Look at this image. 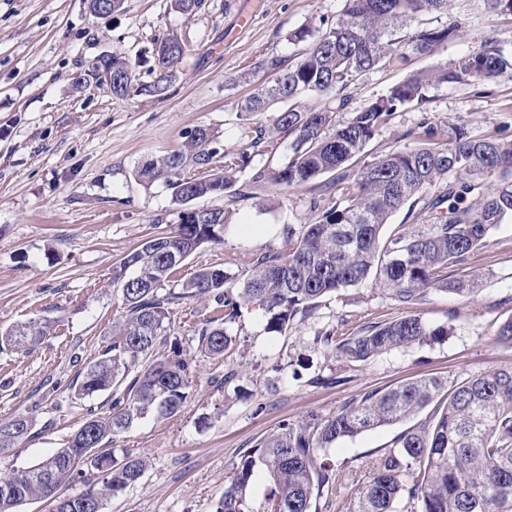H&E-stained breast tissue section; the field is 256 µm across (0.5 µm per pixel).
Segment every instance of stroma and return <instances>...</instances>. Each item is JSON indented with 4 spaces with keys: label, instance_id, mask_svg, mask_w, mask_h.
<instances>
[{
    "label": "stroma",
    "instance_id": "35a3bbf8",
    "mask_svg": "<svg viewBox=\"0 0 512 512\" xmlns=\"http://www.w3.org/2000/svg\"><path fill=\"white\" fill-rule=\"evenodd\" d=\"M342 7L343 0H201L185 13L175 0H123L120 10L99 16L88 0H0V327L53 323L33 350H0V420L23 414L36 429L0 455L1 467L37 464L63 446L88 409L105 412L112 404L108 393L72 402L70 384L120 315L114 267L146 238L178 224L181 211L163 182L137 180V166L181 151L198 126L212 128L226 151L247 149L244 123L267 127L273 120L269 112L238 116L263 80L254 63L271 52L291 55L290 32L334 21ZM448 17L459 23L456 37L414 59V68L455 60L488 37L512 52V14L488 10L483 0H450ZM170 33L187 51L164 98H117L104 87L77 86L106 53L127 59L136 83L152 82L153 49ZM404 77L396 69L369 71L351 91V109ZM424 115L442 136L463 126L512 141V71L477 87L432 88L425 112H395L353 172L379 155L416 147L409 131ZM287 151L283 138L250 151L234 197L198 199V206L231 211V222L223 242L197 249L175 281L210 266L242 273L281 248L286 227L311 222L312 200L335 195L329 174L301 186L253 185L255 170L276 165ZM449 274L481 275L479 291L464 297L430 288L403 307L369 280L322 298L313 314L281 333L267 330L258 307L243 308L224 355L194 359L183 411L147 415L117 439V447L152 466L107 512H213L232 469L281 422L329 415L364 393L412 379H462L512 365V344L495 335L512 319V217ZM409 314L447 328V335L352 367L322 341ZM406 428L380 427L327 449L342 499L353 497L367 468Z\"/></svg>",
    "mask_w": 512,
    "mask_h": 512
}]
</instances>
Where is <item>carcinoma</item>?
<instances>
[{"label":"carcinoma","instance_id":"1","mask_svg":"<svg viewBox=\"0 0 512 512\" xmlns=\"http://www.w3.org/2000/svg\"><path fill=\"white\" fill-rule=\"evenodd\" d=\"M447 13L448 0H344L326 29L304 26L289 33L288 42L303 44L295 58L275 52L259 58L255 68L266 81L241 102L242 116L306 93L323 97V103L313 111L290 106L275 113L273 129L289 138V151L277 167L256 170L252 183L300 186L334 173L336 201L323 206L314 202V220L299 231L286 228L285 250L262 255L240 277L212 266L177 287L171 284V275L200 241H223L229 221L223 209L206 212L205 224L192 222L182 211L173 230L147 238L127 254L112 276V284L121 288L123 309L112 323L110 339L70 384L76 402L119 388L122 392L109 411L88 409L83 424L51 456L1 473L0 512H16L33 500L52 501V512H106L112 498L142 481L150 459L110 444L150 413L172 417L183 410L190 395L191 355L170 336L173 307L185 299L207 296L214 301L215 316L205 319L192 342L199 354L217 357L233 343L229 326L244 307L261 308L267 329L282 333L296 316L312 314L323 297L371 276L403 306L433 287L461 296L477 292L478 279L452 278L448 269L482 247L492 230L512 216V141L481 138L460 126L447 140L435 142L434 127L424 118L412 133L428 142L378 156L354 179L349 173L394 112L425 111L431 87L477 86L512 69V53L486 40L452 62L412 70L413 58L455 37L457 21L436 26L424 21ZM185 51L175 34L160 41V77L138 87V93L163 96ZM376 68L409 74L387 94L347 119H337L349 105L347 90ZM93 75L115 96L130 92L132 68L122 58L100 56ZM243 136L258 148L269 132L246 125ZM219 154L227 169L247 158L245 152L221 151L218 136L199 126L187 133L185 150L145 160L136 176L146 185L163 181L179 205L207 196L229 197L235 183L212 168ZM488 174L501 181L489 192L484 182ZM450 176L454 181L448 188L428 194ZM473 193L480 198L477 208L467 204ZM414 196L437 222L423 232L402 229L382 239V227ZM52 327L50 320L38 319L0 328V350H30ZM441 333L410 314L336 339L335 354L353 365L392 349L428 344ZM424 410L428 417L397 437L395 449L365 474L352 502L336 504L337 512H393L403 498L411 504L410 512H501L512 505L510 366L461 380H415L366 393L328 416L311 413L296 423H282L235 467L215 512H254L248 489L257 470L268 481L262 512H312L314 491H335V478L319 462L320 452L341 438ZM33 427L25 415L1 421L0 451L29 437Z\"/></svg>","mask_w":512,"mask_h":512}]
</instances>
